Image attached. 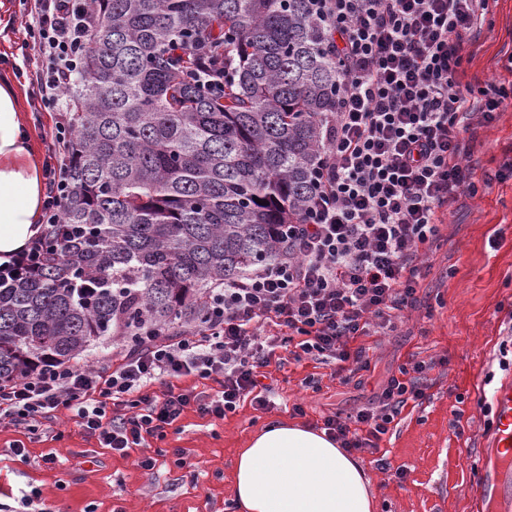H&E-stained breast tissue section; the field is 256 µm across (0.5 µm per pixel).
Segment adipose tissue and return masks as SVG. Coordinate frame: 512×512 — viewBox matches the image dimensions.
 Segmentation results:
<instances>
[{"label":"adipose tissue","mask_w":512,"mask_h":512,"mask_svg":"<svg viewBox=\"0 0 512 512\" xmlns=\"http://www.w3.org/2000/svg\"><path fill=\"white\" fill-rule=\"evenodd\" d=\"M45 179L28 145L19 98L0 84V258L35 235ZM238 512H375L359 461L325 432L297 423L267 425L238 454Z\"/></svg>","instance_id":"adipose-tissue-1"}]
</instances>
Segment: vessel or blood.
I'll return each instance as SVG.
<instances>
[{
	"label": "vessel or blood",
	"instance_id": "obj_1",
	"mask_svg": "<svg viewBox=\"0 0 512 512\" xmlns=\"http://www.w3.org/2000/svg\"><path fill=\"white\" fill-rule=\"evenodd\" d=\"M492 402L491 450L476 466L475 494L496 512H512V379L494 388Z\"/></svg>",
	"mask_w": 512,
	"mask_h": 512
}]
</instances>
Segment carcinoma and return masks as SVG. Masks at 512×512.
I'll list each match as a JSON object with an SVG mask.
<instances>
[{
    "instance_id": "1",
    "label": "carcinoma",
    "mask_w": 512,
    "mask_h": 512,
    "mask_svg": "<svg viewBox=\"0 0 512 512\" xmlns=\"http://www.w3.org/2000/svg\"><path fill=\"white\" fill-rule=\"evenodd\" d=\"M89 7L61 212L85 234L0 287V381L143 324L206 325L209 289L276 259L310 205L336 111L342 65L312 0ZM221 62V96L186 78Z\"/></svg>"
}]
</instances>
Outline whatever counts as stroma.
Wrapping results in <instances>:
<instances>
[{
	"instance_id": "stroma-1",
	"label": "stroma",
	"mask_w": 512,
	"mask_h": 512,
	"mask_svg": "<svg viewBox=\"0 0 512 512\" xmlns=\"http://www.w3.org/2000/svg\"><path fill=\"white\" fill-rule=\"evenodd\" d=\"M32 0H0V81L14 84L31 148L47 164L54 113L34 108L26 73L33 42L26 29ZM490 26L473 38L465 78L512 89V0H492ZM469 164L476 193H461L445 213L441 236L423 258L416 302L395 331L362 337L369 365L340 382L332 365L294 361L276 349L266 371L270 404L243 403L224 419L186 411L166 438L151 441L153 469L141 468L138 451L120 456L87 436L74 414L58 411L35 434L0 425V499L7 512H23L19 495L40 490L53 512H235L234 461L248 439L269 423L324 417L368 405L410 361L428 366L426 398L406 406L378 452L359 454L375 494L376 512H494L477 506L472 469L487 445L492 415L484 403L487 379L501 381L503 340L512 338V176L497 179L512 162V112L488 124L471 120ZM305 414L293 415L294 404ZM26 448L15 457V445ZM182 449L186 466L175 462ZM51 455L58 464H48ZM404 478H396L397 470Z\"/></svg>"
}]
</instances>
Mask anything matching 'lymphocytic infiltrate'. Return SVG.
I'll return each instance as SVG.
<instances>
[{"label": "lymphocytic infiltrate", "instance_id": "lymphocytic-infiltrate-1", "mask_svg": "<svg viewBox=\"0 0 512 512\" xmlns=\"http://www.w3.org/2000/svg\"><path fill=\"white\" fill-rule=\"evenodd\" d=\"M489 2L317 0L344 69L312 203L298 223L282 226L281 256L212 288L205 327L149 326L109 367L53 361L0 381V424L32 431L69 409L85 434L125 455L164 439L186 410L221 419L246 401L265 407L263 369L275 349L295 346L340 374L367 367L358 338L374 327L396 330L416 300L419 261L440 232L442 208L475 187L467 120L512 111V91L478 90L463 79L465 47ZM31 15L29 80L38 106L56 114L55 160L46 166L39 230L0 263L2 284L37 273L48 241L60 246L80 236L79 227L58 221L72 133L59 100L94 16L85 0H33ZM425 370L406 363L373 406L325 417L327 435L349 452L377 451L408 402L424 399ZM185 376L218 388L176 387Z\"/></svg>", "mask_w": 512, "mask_h": 512}]
</instances>
